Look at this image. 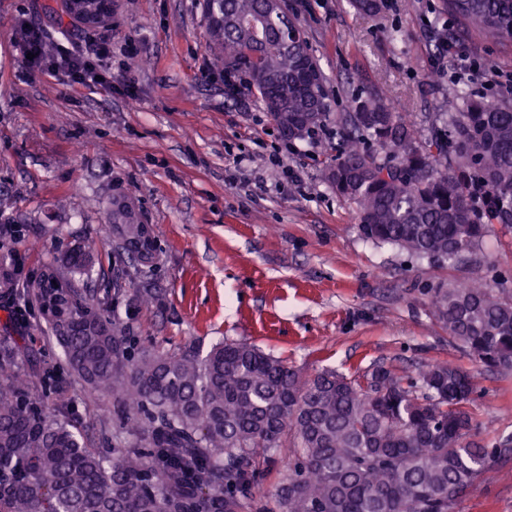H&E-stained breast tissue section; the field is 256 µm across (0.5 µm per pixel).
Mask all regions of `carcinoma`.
Returning a JSON list of instances; mask_svg holds the SVG:
<instances>
[{
	"label": "carcinoma",
	"mask_w": 512,
	"mask_h": 512,
	"mask_svg": "<svg viewBox=\"0 0 512 512\" xmlns=\"http://www.w3.org/2000/svg\"><path fill=\"white\" fill-rule=\"evenodd\" d=\"M366 15L384 0H350ZM471 38L512 45V0H442ZM209 48L272 103L288 142L328 138L325 177L357 207L363 236L418 259L454 265L476 256L492 224H512V98L448 96L422 136L382 92L332 112L326 77L303 29L269 0H204ZM124 246L153 248L148 228L120 214ZM77 247L63 265L83 273ZM33 293L73 373L129 404L119 433L95 448L44 401L37 364L17 370L20 346L0 341V512H458L463 495L512 459V437L465 441L474 376L453 363L417 376L376 366L354 377L303 378L246 343L164 353L128 350L108 310L48 270ZM448 338L484 367L512 370V291L487 282L429 290ZM289 450L288 481L255 493L264 465Z\"/></svg>",
	"instance_id": "cac0c4a2"
}]
</instances>
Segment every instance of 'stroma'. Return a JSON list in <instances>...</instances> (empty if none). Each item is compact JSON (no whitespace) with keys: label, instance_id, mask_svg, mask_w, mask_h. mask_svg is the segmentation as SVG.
<instances>
[{"label":"stroma","instance_id":"1","mask_svg":"<svg viewBox=\"0 0 512 512\" xmlns=\"http://www.w3.org/2000/svg\"><path fill=\"white\" fill-rule=\"evenodd\" d=\"M327 79L332 111L380 87L396 111L430 131L458 85L459 56L512 74V49L470 39L439 0H385L368 16L349 0H290ZM61 0H0V340L21 339L17 366L54 372L49 401L97 447L112 445L120 409L68 368L45 316L26 321L10 289L66 251L94 249L75 276L94 298L106 289L113 324L128 345L221 341L253 344L302 376L325 368L352 375L383 365L414 375L452 362L477 376L467 441L512 435V370H488L448 338L426 289L471 277L512 289V227L491 225L480 264L438 266L361 234L355 205L324 179L325 157L305 142L288 147L263 102L246 88L228 94L208 48L203 0H116L103 28L69 27L62 44L112 46V80L130 96L69 84L24 67L16 26L57 33ZM301 187L280 191L283 169ZM133 209L154 236L141 261L112 220ZM459 512H512V461L468 493Z\"/></svg>","mask_w":512,"mask_h":512}]
</instances>
